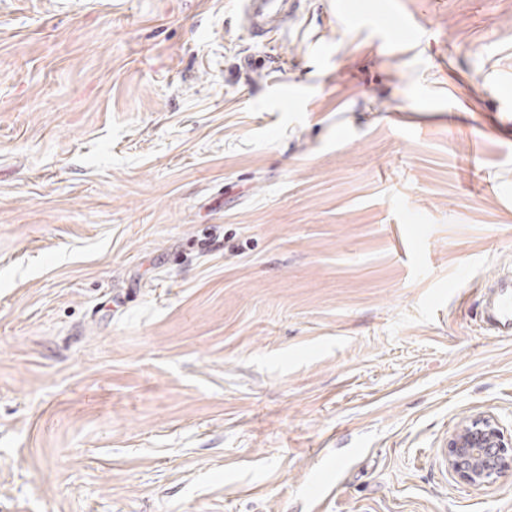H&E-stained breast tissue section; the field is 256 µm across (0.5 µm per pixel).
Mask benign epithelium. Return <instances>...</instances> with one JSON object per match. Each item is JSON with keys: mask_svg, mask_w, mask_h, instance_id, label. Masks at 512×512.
I'll return each instance as SVG.
<instances>
[{"mask_svg": "<svg viewBox=\"0 0 512 512\" xmlns=\"http://www.w3.org/2000/svg\"><path fill=\"white\" fill-rule=\"evenodd\" d=\"M444 456L448 470L462 482L489 488L512 467V434L494 416H479L451 434Z\"/></svg>", "mask_w": 512, "mask_h": 512, "instance_id": "obj_1", "label": "benign epithelium"}]
</instances>
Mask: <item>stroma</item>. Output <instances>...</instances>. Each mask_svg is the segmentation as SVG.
<instances>
[{
	"instance_id": "1",
	"label": "stroma",
	"mask_w": 512,
	"mask_h": 512,
	"mask_svg": "<svg viewBox=\"0 0 512 512\" xmlns=\"http://www.w3.org/2000/svg\"><path fill=\"white\" fill-rule=\"evenodd\" d=\"M0 0V512H512V0ZM243 25L253 38L269 37L281 27L272 24L266 14L276 6L287 5L286 17L296 8V0H243ZM345 15L354 22L370 25L380 33L387 35L390 40H393L399 32L410 33L414 32L417 28V23L414 18L408 15L393 13L391 10L376 14H366L347 8ZM489 288L479 317V328L499 336L512 335V275L500 277ZM442 448L448 470L465 484L491 487L512 467V434L492 415L479 416L458 428Z\"/></svg>"
}]
</instances>
